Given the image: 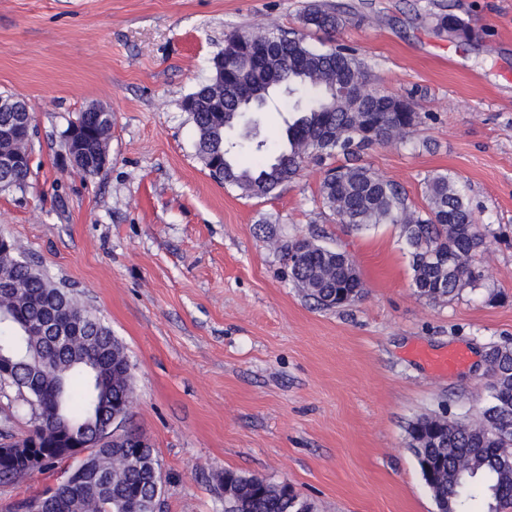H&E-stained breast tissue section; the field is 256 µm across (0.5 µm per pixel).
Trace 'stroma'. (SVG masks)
I'll use <instances>...</instances> for the list:
<instances>
[{"label": "stroma", "mask_w": 512, "mask_h": 512, "mask_svg": "<svg viewBox=\"0 0 512 512\" xmlns=\"http://www.w3.org/2000/svg\"><path fill=\"white\" fill-rule=\"evenodd\" d=\"M313 2L0 0V94L34 114L31 174L0 191V235L125 346L130 426L162 475L157 512H224L226 469L288 483L315 512H436L407 427L440 410L477 418L485 355L512 345V0H323L345 24L307 36L354 50L374 87L414 100L405 143L361 159L419 208L429 175L460 180L494 233L477 287L420 296L399 228L347 232L319 202V165L245 197L196 157L181 102L226 36L301 31ZM443 11L475 38L437 35ZM93 105L112 113L110 163L87 177L62 133ZM299 238L346 251L362 297L331 309L304 297L280 250ZM452 350L466 363L431 368ZM35 424L24 395L0 387V432L19 440Z\"/></svg>", "instance_id": "35a3bbf8"}]
</instances>
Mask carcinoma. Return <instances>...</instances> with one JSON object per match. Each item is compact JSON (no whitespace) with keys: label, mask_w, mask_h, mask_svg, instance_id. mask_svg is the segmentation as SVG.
<instances>
[{"label":"carcinoma","mask_w":512,"mask_h":512,"mask_svg":"<svg viewBox=\"0 0 512 512\" xmlns=\"http://www.w3.org/2000/svg\"><path fill=\"white\" fill-rule=\"evenodd\" d=\"M307 29L326 34L343 20L334 10L314 5L302 17ZM433 30L453 31L468 39L473 30L449 13L434 16ZM354 86L361 94L343 97ZM368 72L355 53L339 46L319 49L295 32L234 33L212 58L211 76L187 98L196 137L194 149L215 181L246 196L273 194L299 174L303 163L344 162L323 171L319 200L350 232L379 224L400 228L410 256L417 293L432 300L453 297L481 280L475 256L486 249L491 229L477 223L469 198L455 176L436 173L425 180L426 207L408 202L403 189L360 162L373 145L402 142L420 123L412 100L384 93L379 106L369 97ZM248 92L258 111L277 97L290 98L283 144L274 153L267 141L244 133L242 144L231 133L244 122L240 97ZM24 112H0V155H25L30 126ZM83 163L78 171L97 174L91 162L106 154L112 113L82 112ZM30 167L0 170V190L23 187ZM293 255L288 277L319 308H337L361 297L364 284L351 276L350 255L315 239L280 246ZM0 348L22 353L7 384L23 389L37 406L31 439L44 443L58 434L89 438L113 413L129 420L135 405L131 363L123 344L104 322L68 289L56 284L33 261L21 257L15 243L0 248ZM498 375L478 422L445 414L418 418L408 427L414 442L434 427L436 447L412 448L417 463L434 462L426 482L432 497L446 499L452 512H470L471 490L481 488L486 512L512 502V346L493 348ZM126 443L87 449L78 462L88 480L61 489L44 512H155L161 492L154 481L157 462L150 447L139 448V435L125 429ZM224 492V512H298V495L284 483L226 469L215 474Z\"/></svg>","instance_id":"obj_1"}]
</instances>
